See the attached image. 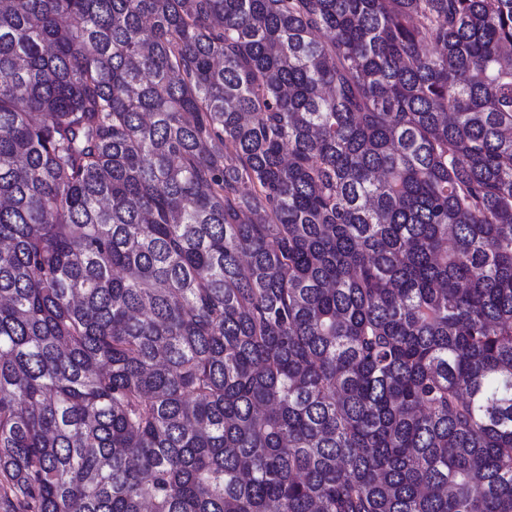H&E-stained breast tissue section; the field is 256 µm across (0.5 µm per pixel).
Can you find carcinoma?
Returning a JSON list of instances; mask_svg holds the SVG:
<instances>
[{"instance_id": "obj_1", "label": "carcinoma", "mask_w": 512, "mask_h": 512, "mask_svg": "<svg viewBox=\"0 0 512 512\" xmlns=\"http://www.w3.org/2000/svg\"><path fill=\"white\" fill-rule=\"evenodd\" d=\"M511 52L512 0H0V512H512Z\"/></svg>"}]
</instances>
